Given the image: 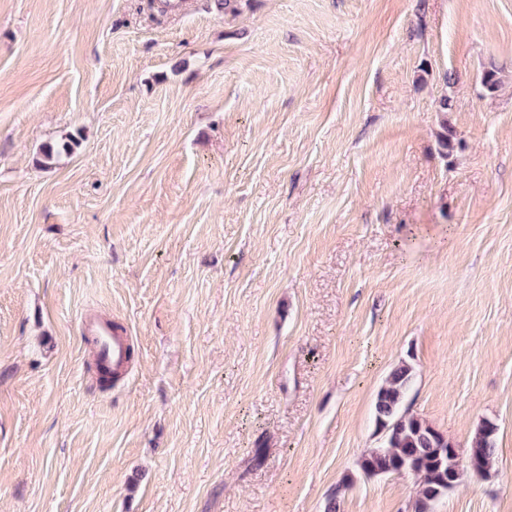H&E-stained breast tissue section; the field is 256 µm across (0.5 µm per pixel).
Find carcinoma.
<instances>
[{"instance_id": "cac0c4a2", "label": "carcinoma", "mask_w": 512, "mask_h": 512, "mask_svg": "<svg viewBox=\"0 0 512 512\" xmlns=\"http://www.w3.org/2000/svg\"><path fill=\"white\" fill-rule=\"evenodd\" d=\"M413 378L412 366L403 362L377 392L375 424L383 434V445L366 452L359 468L367 478L411 472L419 479L411 512H434L436 503L460 483L465 468L449 470L445 449L453 447L452 441L405 408ZM496 434L497 426L490 421L479 426L466 451L475 463L470 471L479 475L490 472L497 457Z\"/></svg>"}]
</instances>
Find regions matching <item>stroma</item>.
Wrapping results in <instances>:
<instances>
[{
    "label": "stroma",
    "instance_id": "stroma-1",
    "mask_svg": "<svg viewBox=\"0 0 512 512\" xmlns=\"http://www.w3.org/2000/svg\"><path fill=\"white\" fill-rule=\"evenodd\" d=\"M158 2L0 0V512H410L404 361L512 512V0ZM85 336L98 351L99 361L112 371L113 368L124 367L126 364L127 342L125 336L114 333L108 324L98 323L84 325ZM413 368L401 362L387 377L375 400V424L383 434V445L371 448L360 459L359 468L366 478L398 475L410 471L419 479V489L411 505V512H434L436 503L454 489L466 470L485 475L492 469L497 457V426L483 422L472 438L466 455L474 467H455L468 464V459L453 448L442 432L425 420L408 413L405 399L413 383ZM456 447V446H455Z\"/></svg>",
    "mask_w": 512,
    "mask_h": 512
}]
</instances>
